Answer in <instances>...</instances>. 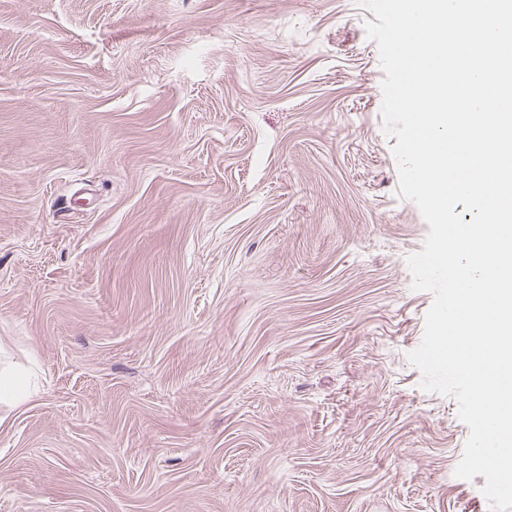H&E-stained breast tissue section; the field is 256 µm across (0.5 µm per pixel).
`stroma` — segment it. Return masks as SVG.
<instances>
[{
	"label": "stroma",
	"instance_id": "1",
	"mask_svg": "<svg viewBox=\"0 0 512 512\" xmlns=\"http://www.w3.org/2000/svg\"><path fill=\"white\" fill-rule=\"evenodd\" d=\"M361 0H0V512H490L408 359ZM39 390L32 373L3 366L0 357V405L20 407L36 396Z\"/></svg>",
	"mask_w": 512,
	"mask_h": 512
}]
</instances>
